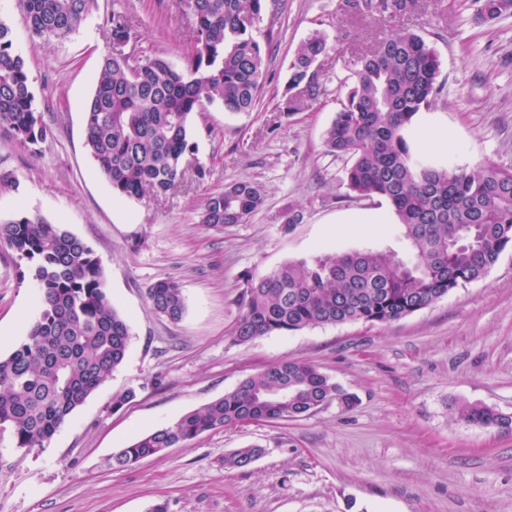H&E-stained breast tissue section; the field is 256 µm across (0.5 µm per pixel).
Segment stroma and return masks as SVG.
<instances>
[{"instance_id":"obj_1","label":"stroma","mask_w":512,"mask_h":512,"mask_svg":"<svg viewBox=\"0 0 512 512\" xmlns=\"http://www.w3.org/2000/svg\"><path fill=\"white\" fill-rule=\"evenodd\" d=\"M338 0H286L254 33L266 69L253 111L206 107L192 122L196 150L166 199L120 198L85 147L83 106L111 50L113 10L136 21L139 52L184 67L190 15L183 0H97L68 37L30 35L15 0L0 21L23 57L36 106L52 128L34 148L0 130V218L40 213L81 238L102 264L105 291L129 320L123 364L44 447L16 448L0 434V512H512V431L460 421L467 402L512 416V248L487 276L388 325L313 326L237 343L233 330L248 279L321 251L411 250L389 204L349 197L347 159L323 135L346 99L351 54L382 26L337 14ZM439 57L443 90L419 116L447 138L441 154L470 170L512 169V16L477 18L473 0H425L407 20ZM331 39L319 70L323 95L286 111L290 67L314 31ZM206 175L196 179V167ZM247 180L265 191L242 224L200 223L210 194ZM294 209L298 224L284 231ZM26 267L0 246V354L27 336L38 313ZM175 281L187 311L174 323L151 307L157 281ZM300 358L347 392L308 415L203 434L126 468L113 455L138 436L232 391L267 366ZM136 397L120 411L112 398ZM261 446L246 469L224 464Z\"/></svg>"}]
</instances>
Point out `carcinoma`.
<instances>
[{
  "label": "carcinoma",
  "mask_w": 512,
  "mask_h": 512,
  "mask_svg": "<svg viewBox=\"0 0 512 512\" xmlns=\"http://www.w3.org/2000/svg\"><path fill=\"white\" fill-rule=\"evenodd\" d=\"M29 33L62 38L76 31L95 0H16ZM193 19L188 65L163 56L128 54L134 38L128 15L112 11L107 27L113 51L103 58L86 101L85 146L98 171L121 198L163 199L184 179L194 149L195 113L208 105L251 112L265 71L253 36L282 0H184ZM486 20L512 15V0H476ZM422 0H342L337 12L372 18L383 26L375 43L354 51L347 100L326 129V152L346 157L345 185L353 197L382 198L413 247L396 259L387 252L324 251L292 261L251 281L233 331L251 342L315 325L390 323L425 309L452 291L484 278L512 248V170L488 165L453 167L420 142L415 121L440 94L436 51L403 20ZM328 38L313 32L291 66L288 110L323 92L315 64ZM22 57L9 27L0 22V128L23 146L45 141L50 128L38 112ZM264 202L261 185L239 181L208 196L200 223L241 224ZM0 245L25 262L40 313L26 339L0 357V433L30 451L50 440L70 414L124 361L126 318L112 306L93 250L60 224L35 213L0 219ZM156 313L183 319L180 286L157 281L149 290ZM336 401L350 408L355 396L303 359L274 363L236 389L172 423L135 439L113 457L133 466L204 433L254 421L301 417ZM458 418L484 429H512V416L463 404ZM261 448H239L224 465L245 468Z\"/></svg>",
  "instance_id": "1"
}]
</instances>
